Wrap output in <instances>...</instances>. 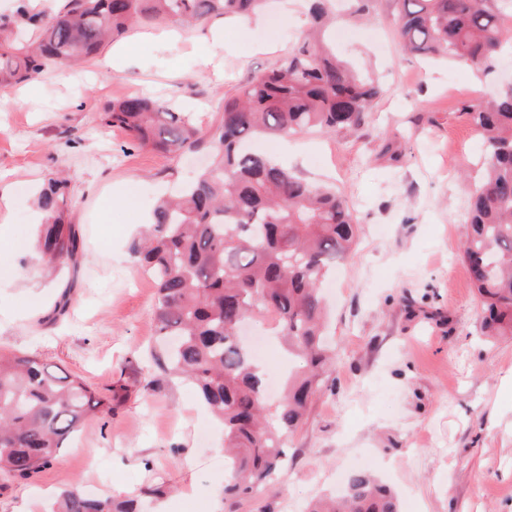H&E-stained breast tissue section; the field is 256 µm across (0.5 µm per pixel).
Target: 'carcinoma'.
<instances>
[{"mask_svg": "<svg viewBox=\"0 0 512 512\" xmlns=\"http://www.w3.org/2000/svg\"><path fill=\"white\" fill-rule=\"evenodd\" d=\"M0 15V88L35 78L58 64L88 63L105 42L137 26L177 29L213 18L250 17L265 0H58L30 13L16 0ZM365 18L377 0H346ZM396 33L404 49L425 59L488 69L502 44L504 7L512 0H396ZM336 0H311L310 34L265 71L252 76L207 132L191 112H175L141 95L112 103L103 124L125 129L141 146L179 155L206 146L210 163L176 198L159 199L133 257L156 287L158 335L175 338L163 370L195 385L224 426L228 512H266L271 486L288 467V439L328 381L321 286L336 265L355 256L359 226L336 188L307 181L271 156L251 150L256 136L285 138L316 130L355 132L381 88L378 79L336 57L330 28ZM468 116L482 138L486 167L468 199L462 258L485 307L483 328L512 332V84ZM395 133L377 155L399 158ZM68 182L50 178L38 206L48 211L37 248L48 268L79 271L83 239L66 219ZM269 315L288 355L303 359L288 373L274 408L265 404L258 361L234 327ZM112 411L78 377L59 374L34 354L0 352V475L26 479L49 466L84 422ZM161 488L96 497L64 491L50 512H140L139 501ZM392 491L365 470L349 474L342 496L318 499L307 512H398Z\"/></svg>", "mask_w": 512, "mask_h": 512, "instance_id": "1", "label": "carcinoma"}]
</instances>
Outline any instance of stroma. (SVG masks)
Here are the masks:
<instances>
[{"label":"stroma","instance_id":"1","mask_svg":"<svg viewBox=\"0 0 512 512\" xmlns=\"http://www.w3.org/2000/svg\"><path fill=\"white\" fill-rule=\"evenodd\" d=\"M395 0L352 24L338 52L367 60L384 92L353 134L257 139L303 178L331 184L361 228L354 260L337 265L324 294L333 384L290 438V462L266 502L304 512L343 489L352 462L398 493L401 512H512V336H486L461 241L471 186L485 152L467 106L512 71L430 64L394 33ZM310 24L306 0H269L248 23L217 20L162 38L140 28L81 68L59 65L23 84L0 112V351L33 353L108 398L49 467L0 478V512H46L59 493L168 492L146 512H222L224 431L193 384L158 368L155 288L131 246L157 198L206 164V152L169 158L105 126L103 109L138 94L194 112L208 126L226 94L283 56ZM402 131L393 163L376 149ZM64 172L67 208L85 240L78 275L47 276L35 249L31 191ZM67 313L50 320L63 287ZM153 387H146L147 379Z\"/></svg>","mask_w":512,"mask_h":512}]
</instances>
